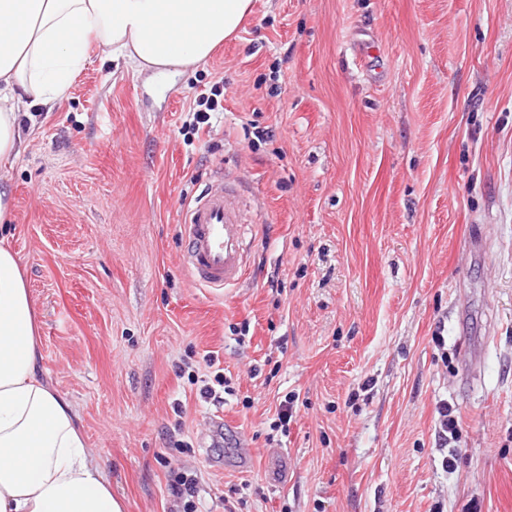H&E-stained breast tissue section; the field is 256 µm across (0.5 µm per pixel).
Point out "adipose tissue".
<instances>
[{
	"label": "adipose tissue",
	"mask_w": 512,
	"mask_h": 512,
	"mask_svg": "<svg viewBox=\"0 0 512 512\" xmlns=\"http://www.w3.org/2000/svg\"><path fill=\"white\" fill-rule=\"evenodd\" d=\"M252 7L253 0H0V163L21 153L22 108L63 99L92 50L183 73L208 59ZM40 360L18 259L0 245V512H125Z\"/></svg>",
	"instance_id": "adipose-tissue-1"
}]
</instances>
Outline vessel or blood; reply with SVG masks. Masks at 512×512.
Instances as JSON below:
<instances>
[{"label": "vessel or blood", "mask_w": 512, "mask_h": 512, "mask_svg": "<svg viewBox=\"0 0 512 512\" xmlns=\"http://www.w3.org/2000/svg\"><path fill=\"white\" fill-rule=\"evenodd\" d=\"M183 262L206 288H230L247 273L244 208L231 181L208 185L181 215Z\"/></svg>", "instance_id": "b4317fda"}]
</instances>
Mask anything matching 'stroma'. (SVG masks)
Returning a JSON list of instances; mask_svg holds the SVG:
<instances>
[{"mask_svg": "<svg viewBox=\"0 0 512 512\" xmlns=\"http://www.w3.org/2000/svg\"><path fill=\"white\" fill-rule=\"evenodd\" d=\"M22 134L0 238L126 512H181L182 472L201 512H512V0H254L186 73L92 51ZM224 175L249 253L220 292L179 219ZM221 95L220 92L216 91L212 93V97L202 96L198 100H196V107H200L199 109L193 108L194 120H193V130L198 132L200 129V125L209 126L212 122L213 114L215 112H224V104L223 102H219L218 97ZM203 107V108H202Z\"/></svg>", "mask_w": 512, "mask_h": 512, "instance_id": "stroma-1", "label": "stroma"}]
</instances>
